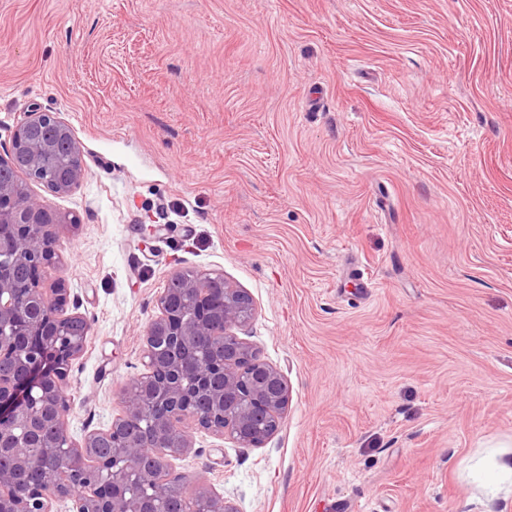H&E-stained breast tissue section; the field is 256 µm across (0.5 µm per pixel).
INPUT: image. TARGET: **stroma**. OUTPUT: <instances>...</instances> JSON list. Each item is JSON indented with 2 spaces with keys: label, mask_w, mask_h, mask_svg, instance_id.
Instances as JSON below:
<instances>
[{
  "label": "stroma",
  "mask_w": 512,
  "mask_h": 512,
  "mask_svg": "<svg viewBox=\"0 0 512 512\" xmlns=\"http://www.w3.org/2000/svg\"><path fill=\"white\" fill-rule=\"evenodd\" d=\"M31 111L87 165L27 184L77 219L44 273L91 322L73 438L169 277L217 272L291 397L177 473L239 512H512V0H0V151Z\"/></svg>",
  "instance_id": "stroma-1"
}]
</instances>
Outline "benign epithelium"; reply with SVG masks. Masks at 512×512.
I'll use <instances>...</instances> for the list:
<instances>
[{
    "instance_id": "benign-epithelium-1",
    "label": "benign epithelium",
    "mask_w": 512,
    "mask_h": 512,
    "mask_svg": "<svg viewBox=\"0 0 512 512\" xmlns=\"http://www.w3.org/2000/svg\"><path fill=\"white\" fill-rule=\"evenodd\" d=\"M52 126L70 141L72 162L65 174L43 181L47 146L33 135ZM26 158L28 176L51 192L67 195L87 175L83 152L70 126L53 112H27L16 126L0 168ZM73 219L35 198L18 181L0 182V512H164L154 491L184 480L194 487L184 512H238L207 488V476L174 472L172 459L192 448V432L202 429L241 447L259 448L269 439L262 425L280 423L289 399L285 377L252 358V346L236 334L253 315L245 291L221 275L174 273L156 298L157 313L143 336L144 372L127 392L122 414L105 429L75 440L68 432L73 362L91 331L87 317L68 309L65 280L47 284L38 273L61 264L58 229ZM18 268L37 272L25 282ZM80 333L69 331L72 322ZM144 422L150 435H125L126 424ZM181 434L172 450L163 436ZM105 458L95 455L104 440ZM41 449L39 463L48 476L22 486L34 464L29 449Z\"/></svg>"
}]
</instances>
